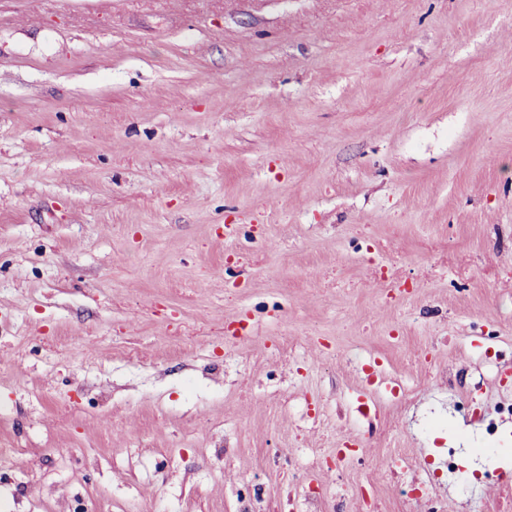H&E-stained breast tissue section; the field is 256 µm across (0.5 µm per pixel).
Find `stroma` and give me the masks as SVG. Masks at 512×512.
<instances>
[{"label":"stroma","instance_id":"stroma-1","mask_svg":"<svg viewBox=\"0 0 512 512\" xmlns=\"http://www.w3.org/2000/svg\"><path fill=\"white\" fill-rule=\"evenodd\" d=\"M470 394L512 400V0H0L13 512H234L257 477L255 512H422L379 462L451 443L472 490L424 489L484 512Z\"/></svg>","mask_w":512,"mask_h":512}]
</instances>
